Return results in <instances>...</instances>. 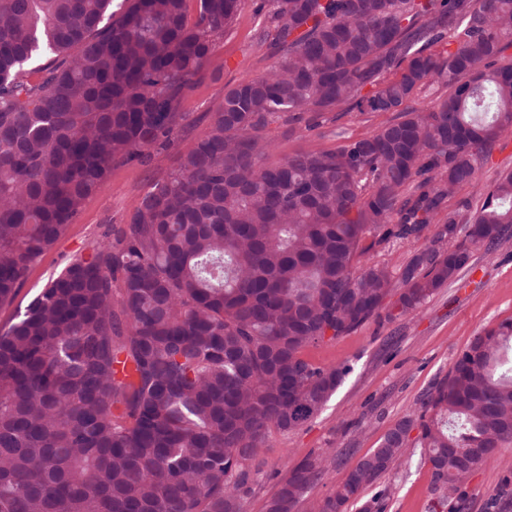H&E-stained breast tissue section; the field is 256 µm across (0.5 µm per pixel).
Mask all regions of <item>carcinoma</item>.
I'll return each instance as SVG.
<instances>
[{"mask_svg": "<svg viewBox=\"0 0 512 512\" xmlns=\"http://www.w3.org/2000/svg\"><path fill=\"white\" fill-rule=\"evenodd\" d=\"M0 0V305L112 165L173 144L191 89L241 0ZM262 76L88 256L0 331V512H244L271 429L320 411L346 364L302 350L416 310L512 228V172L448 215L512 129V0H259ZM452 52L439 51L448 37ZM394 79L385 80L388 75ZM446 89L437 102H407ZM394 116L336 151L269 161L275 123ZM430 245L399 272L367 258ZM512 444V320L473 337L317 512H346L421 449L460 512L471 476ZM287 468L265 512H295L326 473Z\"/></svg>", "mask_w": 512, "mask_h": 512, "instance_id": "cac0c4a2", "label": "carcinoma"}]
</instances>
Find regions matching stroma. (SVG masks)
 Wrapping results in <instances>:
<instances>
[{
    "label": "stroma",
    "instance_id": "35a3bbf8",
    "mask_svg": "<svg viewBox=\"0 0 512 512\" xmlns=\"http://www.w3.org/2000/svg\"><path fill=\"white\" fill-rule=\"evenodd\" d=\"M257 0H241L226 30L180 100L181 128L174 145L146 163L113 165L103 189L87 197L64 236L28 268L22 287L10 303L0 306V329L41 293L74 255L90 254L111 228L124 224L150 186L174 167L207 130L224 104L225 90L238 81L267 72L271 61L259 43L264 27L255 12ZM389 119L385 113H330L316 129L274 124L267 132L271 156L278 159L298 150L333 151L347 141L371 135ZM512 170V133L504 135L475 181L449 197L437 222L448 213L474 214L499 176ZM512 318V236L491 250H478L471 269L457 283L440 288L417 310L392 320H372L351 334L303 349L318 367L348 363L351 373L321 412L290 432L271 430L260 458V475L243 500L244 512H265L285 467L309 455L331 463L329 473L302 497L296 512H314L331 496L347 473L379 444L398 419L415 413L425 394L444 378L459 354L483 328ZM383 500L385 512H439L431 491V470L412 449L408 458L366 488L348 512L361 504ZM462 512H512V445L500 448L475 473Z\"/></svg>",
    "mask_w": 512,
    "mask_h": 512
}]
</instances>
